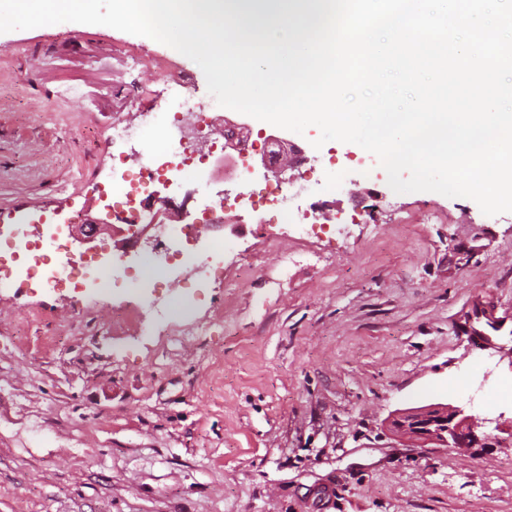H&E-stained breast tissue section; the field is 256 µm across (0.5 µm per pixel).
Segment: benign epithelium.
<instances>
[{"label": "benign epithelium", "instance_id": "1", "mask_svg": "<svg viewBox=\"0 0 512 512\" xmlns=\"http://www.w3.org/2000/svg\"><path fill=\"white\" fill-rule=\"evenodd\" d=\"M248 139V129L242 123L224 121V149L239 150ZM267 149L261 153L262 167L275 174L294 168L301 150L281 135L266 139ZM391 432L398 438L411 439L423 447L432 448H493L500 444L496 433L481 429V424L459 407L440 404L407 409L389 420Z\"/></svg>", "mask_w": 512, "mask_h": 512}]
</instances>
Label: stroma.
<instances>
[{"instance_id":"35a3bbf8","label":"stroma","mask_w":512,"mask_h":512,"mask_svg":"<svg viewBox=\"0 0 512 512\" xmlns=\"http://www.w3.org/2000/svg\"><path fill=\"white\" fill-rule=\"evenodd\" d=\"M151 38L63 22L0 33V226L104 216L112 120L170 88ZM288 139L336 177L301 239L224 210L210 287L167 322L103 296L0 288V512H512V441L469 454L398 441L399 410L442 403L512 425V323L461 336L474 303L512 309V212L395 193L371 153ZM347 222L337 233L338 222Z\"/></svg>"}]
</instances>
